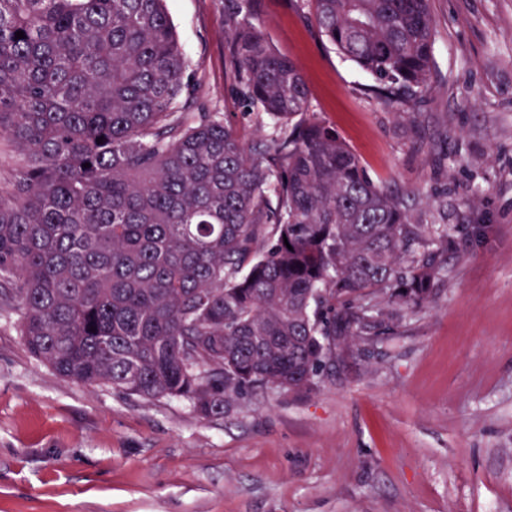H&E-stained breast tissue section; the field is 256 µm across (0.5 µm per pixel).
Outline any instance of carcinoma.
Segmentation results:
<instances>
[{
  "instance_id": "cac0c4a2",
  "label": "carcinoma",
  "mask_w": 512,
  "mask_h": 512,
  "mask_svg": "<svg viewBox=\"0 0 512 512\" xmlns=\"http://www.w3.org/2000/svg\"><path fill=\"white\" fill-rule=\"evenodd\" d=\"M314 4L387 108L424 92L430 0ZM224 26L274 128L264 148L189 111L165 0H0V145L26 160L0 180V308L59 377L184 398L204 420L258 389L317 388L339 342L378 322L377 298L431 301L449 236L309 116L299 68L258 28L236 12Z\"/></svg>"
}]
</instances>
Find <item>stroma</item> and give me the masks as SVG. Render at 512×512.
<instances>
[{
	"label": "stroma",
	"mask_w": 512,
	"mask_h": 512,
	"mask_svg": "<svg viewBox=\"0 0 512 512\" xmlns=\"http://www.w3.org/2000/svg\"><path fill=\"white\" fill-rule=\"evenodd\" d=\"M238 2L168 11L195 111L252 149L272 129L228 64ZM431 12L429 86L398 114L310 0H256L250 21L368 176L412 190L418 223L454 227L432 302L384 305L386 333L348 337L318 391L264 389L211 420L60 378L0 310V512H512V0Z\"/></svg>",
	"instance_id": "obj_1"
}]
</instances>
